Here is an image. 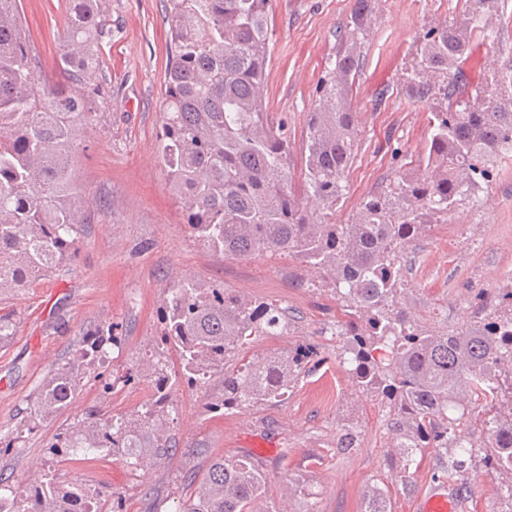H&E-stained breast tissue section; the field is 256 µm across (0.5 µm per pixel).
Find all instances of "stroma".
<instances>
[{
  "instance_id": "stroma-1",
  "label": "stroma",
  "mask_w": 512,
  "mask_h": 512,
  "mask_svg": "<svg viewBox=\"0 0 512 512\" xmlns=\"http://www.w3.org/2000/svg\"><path fill=\"white\" fill-rule=\"evenodd\" d=\"M21 3L38 68L46 80L60 81L68 0ZM353 4L270 0L267 109L288 121L293 175L304 167L306 115ZM462 5L377 0V21L356 75L359 135L337 223H350L369 193L419 167L433 133L432 108L407 94L403 74L427 32ZM102 7L110 32L100 45L99 68L86 79L100 109L74 158L92 220L72 261L30 287L0 295V315L14 324L13 336L0 344V482L15 495H27L34 469L111 492L116 512H184L213 462L248 455L268 477L267 501L275 510L283 490L299 487L317 512H361L365 491L378 484L389 491L391 512H415L431 486L445 484L459 493L458 512H496L499 480L481 466L464 479H448L436 467L434 450L417 460L406 481L390 476L387 409L359 393L339 357V307L304 264L285 255L226 257L191 232L168 185L159 139L170 52L164 0H102ZM483 22L490 34L477 42L470 78H478L485 62L512 74V0L484 5ZM508 239L512 157L498 164L475 205L452 211L447 222L420 230L405 245L401 306L416 323L439 331L491 321L499 310L492 294L512 287V252L499 248ZM183 281L221 286L286 309L289 331L254 337L244 353L315 344L309 375L284 401L234 410L222 406L223 374L201 385L178 380L171 393L175 447L165 461L135 474L117 456L77 460L51 454L58 436L89 411L125 414L150 399L145 354L161 343V310L170 286ZM107 328L122 342L110 348L105 364L86 372L69 406L36 427L23 425L44 379L72 359L83 336ZM125 375L131 381L122 390L104 393L103 382ZM351 424L359 444L337 454V438ZM264 443L270 446L265 453Z\"/></svg>"
}]
</instances>
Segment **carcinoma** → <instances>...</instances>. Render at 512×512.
<instances>
[{"instance_id":"obj_1","label":"carcinoma","mask_w":512,"mask_h":512,"mask_svg":"<svg viewBox=\"0 0 512 512\" xmlns=\"http://www.w3.org/2000/svg\"><path fill=\"white\" fill-rule=\"evenodd\" d=\"M269 0H166L171 52L163 92L162 156L172 192L192 233L231 257L279 254L301 260L336 294L347 320L343 354L362 394L389 410L394 450L386 465L402 480L426 448L438 469L461 476L480 462L501 479L512 512V290L508 310L484 327L439 333L411 324L399 307V250L430 224L476 201L503 158L512 156V76L483 71L469 88L465 68L484 33L466 5L438 24L404 73L418 99L446 105L434 113L424 167L369 194L354 222L336 223L345 174L357 145L353 90L360 48L376 21L375 0H355L346 37L308 113L304 178L292 182L286 121L267 112ZM61 59L66 86L38 81L20 0H0V293L26 288L64 265L90 214L75 189L72 156L98 108L83 89L100 65L107 23L101 0H69ZM163 348L147 374L157 394L128 414L91 413L52 445L84 456L105 452L132 472L172 448L174 349L183 377L205 383L224 373V408L281 401L310 371L316 351L252 357L233 372L253 336L288 330L286 310L224 288L179 282L163 309ZM114 336H86L73 361L45 382L27 425L66 407L86 368L107 357ZM480 408L484 416H473ZM105 493L47 475L30 496L0 483L12 512H86ZM267 476L251 457L216 461L184 512H271L262 508ZM362 512H390L373 485Z\"/></svg>"}]
</instances>
